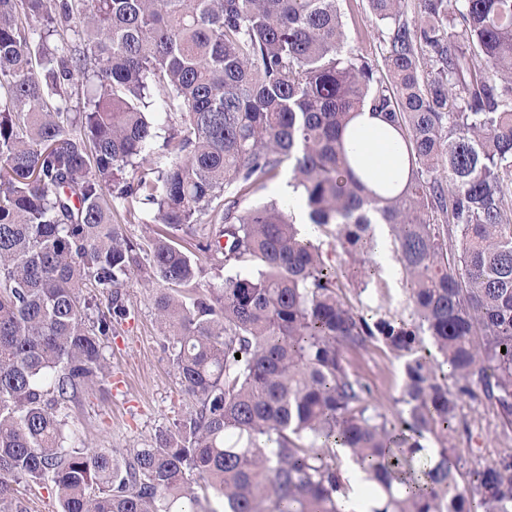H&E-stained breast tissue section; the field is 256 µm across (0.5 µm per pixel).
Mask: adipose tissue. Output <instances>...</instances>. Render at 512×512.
Here are the masks:
<instances>
[{
  "mask_svg": "<svg viewBox=\"0 0 512 512\" xmlns=\"http://www.w3.org/2000/svg\"><path fill=\"white\" fill-rule=\"evenodd\" d=\"M353 125L348 144L358 156L362 170L373 172L379 179L398 178L401 149L387 136L386 123L366 109L354 119Z\"/></svg>",
  "mask_w": 512,
  "mask_h": 512,
  "instance_id": "adipose-tissue-1",
  "label": "adipose tissue"
}]
</instances>
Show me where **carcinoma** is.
I'll use <instances>...</instances> for the list:
<instances>
[{
	"mask_svg": "<svg viewBox=\"0 0 512 512\" xmlns=\"http://www.w3.org/2000/svg\"><path fill=\"white\" fill-rule=\"evenodd\" d=\"M368 2L390 24L383 71L348 50L338 0H0V512L9 477L51 479L59 512H197L200 489L227 512H344L337 445L365 512H512V456L462 485L448 448L476 387L512 429V0H420L413 24L406 0ZM151 107L181 115L166 162ZM365 107L401 139V186H371L345 148ZM284 165L313 240L275 202L222 203ZM114 197L164 230L131 242ZM203 219L219 230L195 248L250 271L200 296L180 232ZM377 224L407 320L370 323L344 293L368 289ZM144 262L194 409L122 460L67 449L60 410L105 378ZM373 339L404 358L393 420L346 362ZM427 433L441 448L418 465Z\"/></svg>",
	"mask_w": 512,
	"mask_h": 512,
	"instance_id": "obj_1",
	"label": "carcinoma"
}]
</instances>
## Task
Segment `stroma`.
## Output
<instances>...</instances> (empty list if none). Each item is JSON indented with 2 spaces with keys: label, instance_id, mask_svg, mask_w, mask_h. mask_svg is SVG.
<instances>
[{
  "label": "stroma",
  "instance_id": "1",
  "mask_svg": "<svg viewBox=\"0 0 512 512\" xmlns=\"http://www.w3.org/2000/svg\"><path fill=\"white\" fill-rule=\"evenodd\" d=\"M347 43L355 54L383 62L385 25L371 13L368 0H339ZM385 292L363 294L364 314L376 320L382 311L407 316L405 283L395 258L381 268ZM158 289L147 266L134 268L124 290L127 314L104 342L110 374L88 386L63 411L65 447L88 444L126 453L144 447L155 434L194 408L176 379L167 351L164 331L153 309ZM352 372L372 389L370 407L394 415L403 380V360L381 343L370 342L362 350L347 353ZM463 424L452 443L460 455L487 462L512 453V432L503 433L500 420L484 397L463 399L459 406ZM12 503L21 512H57L59 505L52 482L28 487L24 479H11Z\"/></svg>",
  "mask_w": 512,
  "mask_h": 512
}]
</instances>
